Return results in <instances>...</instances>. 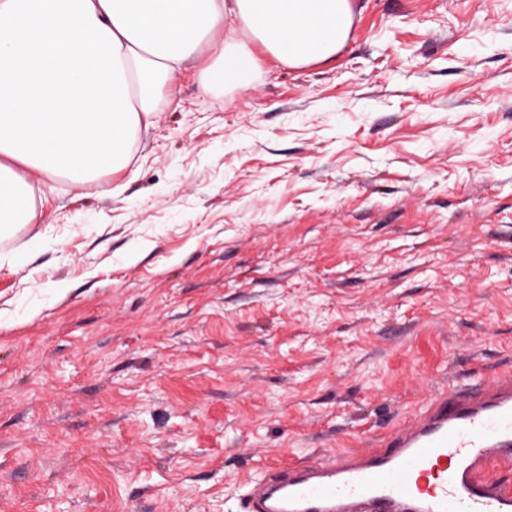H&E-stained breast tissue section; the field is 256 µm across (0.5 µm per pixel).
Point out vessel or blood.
Returning a JSON list of instances; mask_svg holds the SVG:
<instances>
[{
	"label": "vessel or blood",
	"instance_id": "1",
	"mask_svg": "<svg viewBox=\"0 0 512 512\" xmlns=\"http://www.w3.org/2000/svg\"><path fill=\"white\" fill-rule=\"evenodd\" d=\"M512 374L440 389L374 448L248 484L247 512H512Z\"/></svg>",
	"mask_w": 512,
	"mask_h": 512
}]
</instances>
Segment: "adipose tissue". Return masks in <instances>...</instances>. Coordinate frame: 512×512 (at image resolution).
<instances>
[{
	"mask_svg": "<svg viewBox=\"0 0 512 512\" xmlns=\"http://www.w3.org/2000/svg\"><path fill=\"white\" fill-rule=\"evenodd\" d=\"M353 16L352 0H0V232L36 222L33 179L126 168L188 60L207 55L203 88H244L255 45L325 61Z\"/></svg>",
	"mask_w": 512,
	"mask_h": 512,
	"instance_id": "1",
	"label": "adipose tissue"
}]
</instances>
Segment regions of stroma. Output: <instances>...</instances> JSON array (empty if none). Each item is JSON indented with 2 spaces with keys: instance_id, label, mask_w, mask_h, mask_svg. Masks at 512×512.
<instances>
[{
  "instance_id": "1",
  "label": "stroma",
  "mask_w": 512,
  "mask_h": 512,
  "mask_svg": "<svg viewBox=\"0 0 512 512\" xmlns=\"http://www.w3.org/2000/svg\"><path fill=\"white\" fill-rule=\"evenodd\" d=\"M200 66L0 237V512H245L512 372V0H354L329 60Z\"/></svg>"
}]
</instances>
